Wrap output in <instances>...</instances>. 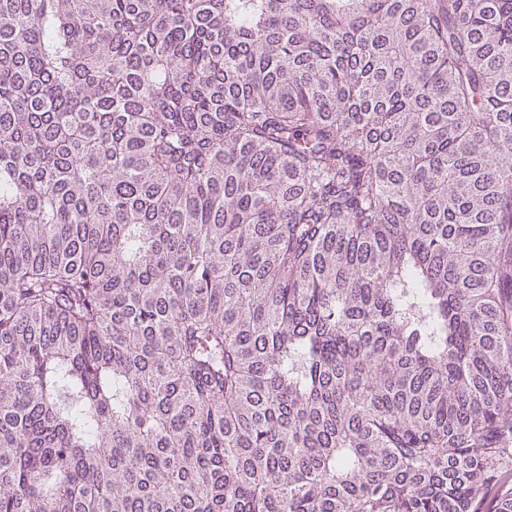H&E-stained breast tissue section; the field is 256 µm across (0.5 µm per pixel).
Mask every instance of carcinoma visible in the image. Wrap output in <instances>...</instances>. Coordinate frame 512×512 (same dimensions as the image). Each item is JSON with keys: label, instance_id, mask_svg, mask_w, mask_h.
I'll return each mask as SVG.
<instances>
[{"label": "carcinoma", "instance_id": "cac0c4a2", "mask_svg": "<svg viewBox=\"0 0 512 512\" xmlns=\"http://www.w3.org/2000/svg\"><path fill=\"white\" fill-rule=\"evenodd\" d=\"M511 471L512 0H0V512Z\"/></svg>", "mask_w": 512, "mask_h": 512}]
</instances>
